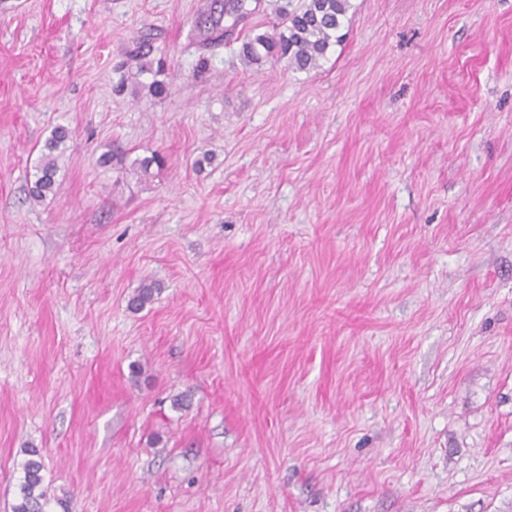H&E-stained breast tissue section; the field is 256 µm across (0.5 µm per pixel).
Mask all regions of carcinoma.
Wrapping results in <instances>:
<instances>
[{"mask_svg":"<svg viewBox=\"0 0 512 512\" xmlns=\"http://www.w3.org/2000/svg\"><path fill=\"white\" fill-rule=\"evenodd\" d=\"M350 8V0H303L300 7L283 12L282 30L259 34L242 45V56L248 64L259 65L270 59H287L297 70H309L318 65L333 44L342 40L340 30ZM69 138L67 129L55 128L45 141L39 175L30 190V198L39 202L55 191L58 158ZM155 288L145 285L129 301L138 311L153 301ZM27 459L21 464L23 476L13 512H44L47 504L44 484V464L39 450L25 449Z\"/></svg>","mask_w":512,"mask_h":512,"instance_id":"obj_1","label":"carcinoma"}]
</instances>
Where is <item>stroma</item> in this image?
Instances as JSON below:
<instances>
[{
    "instance_id": "stroma-1",
    "label": "stroma",
    "mask_w": 512,
    "mask_h": 512,
    "mask_svg": "<svg viewBox=\"0 0 512 512\" xmlns=\"http://www.w3.org/2000/svg\"><path fill=\"white\" fill-rule=\"evenodd\" d=\"M224 3L0 0V512H512V0ZM350 6V0H304L300 7L283 12L278 33L244 42L243 59L260 65L269 58H286L295 69L315 68L329 47L341 42L339 32ZM68 138L67 129L57 127L45 141L38 167L39 175L30 190L31 200L39 202L55 191L58 158L64 151ZM28 456L21 464L23 476L19 483V491L13 512H45L47 504L44 484V464L39 450L36 448L25 449Z\"/></svg>"
}]
</instances>
